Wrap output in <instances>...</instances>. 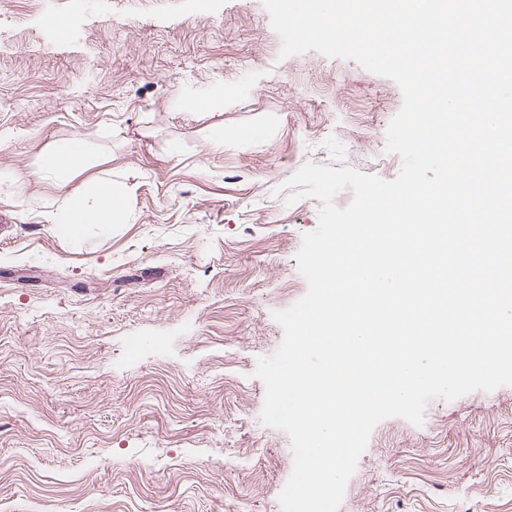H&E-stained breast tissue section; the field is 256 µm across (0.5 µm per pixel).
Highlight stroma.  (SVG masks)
Returning a JSON list of instances; mask_svg holds the SVG:
<instances>
[{
	"label": "stroma",
	"mask_w": 512,
	"mask_h": 512,
	"mask_svg": "<svg viewBox=\"0 0 512 512\" xmlns=\"http://www.w3.org/2000/svg\"><path fill=\"white\" fill-rule=\"evenodd\" d=\"M88 2L0 0V512H281L292 445L254 371L320 202L277 189L307 163L394 179L402 92L280 58L262 0ZM72 137L94 166L36 178ZM95 177L129 217L59 235L52 202ZM339 512H512V386L380 422Z\"/></svg>",
	"instance_id": "obj_1"
}]
</instances>
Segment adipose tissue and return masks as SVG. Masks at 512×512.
Returning a JSON list of instances; mask_svg holds the SVG:
<instances>
[{"mask_svg": "<svg viewBox=\"0 0 512 512\" xmlns=\"http://www.w3.org/2000/svg\"><path fill=\"white\" fill-rule=\"evenodd\" d=\"M89 152L84 138H70L51 145L36 162L35 175L54 181L81 161ZM129 190L111 182L93 180L77 194L65 197L52 211L53 222L61 235L77 236L91 231L111 229L117 218L127 212Z\"/></svg>", "mask_w": 512, "mask_h": 512, "instance_id": "obj_1", "label": "adipose tissue"}]
</instances>
